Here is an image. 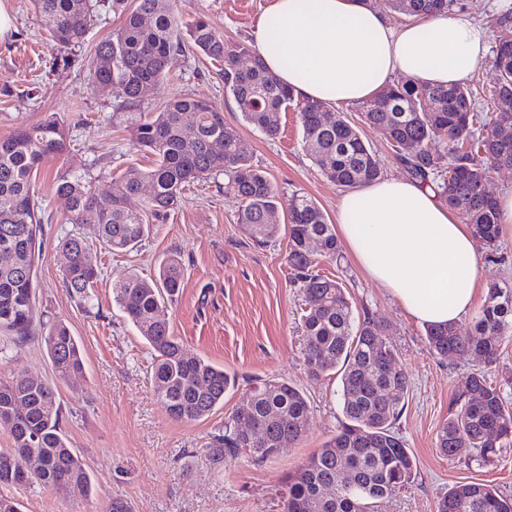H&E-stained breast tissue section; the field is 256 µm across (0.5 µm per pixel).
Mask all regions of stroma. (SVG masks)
Returning <instances> with one entry per match:
<instances>
[{
	"instance_id": "stroma-1",
	"label": "stroma",
	"mask_w": 512,
	"mask_h": 512,
	"mask_svg": "<svg viewBox=\"0 0 512 512\" xmlns=\"http://www.w3.org/2000/svg\"><path fill=\"white\" fill-rule=\"evenodd\" d=\"M94 22L85 41L62 49L48 32L33 0H0L11 20L0 41V139L47 113L60 115L69 147L47 157L38 169L36 194L42 207V238L36 257V303L45 319L67 324L83 354V372L58 383L64 406L63 429L88 464L94 491L74 502L44 489L5 487L22 512H106L111 498L126 500L133 512H281L277 492L286 473L298 468L336 431L342 418L340 378L315 380L304 368L300 289L289 282L287 235L254 245L236 222L237 204L224 193L217 175L186 189L181 205L153 222L137 250L98 252L101 279L94 307L84 311L62 281L67 257L59 246L66 233L67 204L54 181L61 169L79 173L111 171L112 193L123 191L118 174L129 165L148 168L149 154L132 150L120 120L124 95L94 87L86 67L96 44L121 27L123 16L112 0H93ZM270 0H170L174 12L190 21L204 16L229 44H253V29ZM185 95L208 102L237 125L253 163L266 171L280 194L302 192L317 201L328 221L336 219L340 187L323 177L309 158L296 112L283 113L280 132L269 138L243 123L234 100L224 91L220 66L194 49L180 56L169 76L146 97L142 111L157 112ZM180 255L184 290L166 316L184 348L224 368L236 384L224 405L195 422L171 419L157 401L150 368L152 352L112 297L113 283L132 273L149 279L170 255ZM322 275L342 283L355 314L371 312L385 320L398 359L410 378V391L396 423L414 454L413 483L385 500L380 512H435L438 499L460 482H479L512 495V444L492 463L477 464L471 449L452 459L440 455L436 433L448 418L458 383L476 369L475 361L440 360L425 331L388 291L373 281L347 248L323 260ZM512 283V230L502 231L495 260L479 259L475 304L483 306L492 285ZM18 369L46 380L55 375L44 347L32 340L15 343L0 332V377ZM281 378L301 389L311 422L302 441L266 461L246 454L214 466L205 450L224 424L246 404L252 382Z\"/></svg>"
}]
</instances>
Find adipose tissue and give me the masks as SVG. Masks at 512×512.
I'll return each mask as SVG.
<instances>
[{
  "instance_id": "obj_1",
  "label": "adipose tissue",
  "mask_w": 512,
  "mask_h": 512,
  "mask_svg": "<svg viewBox=\"0 0 512 512\" xmlns=\"http://www.w3.org/2000/svg\"><path fill=\"white\" fill-rule=\"evenodd\" d=\"M254 39L266 68L300 99L327 106L376 96L404 75L458 85L488 55L486 27L465 14L402 25L368 0H272ZM348 251L419 324L455 323L473 307L477 241L437 193L382 177L336 204Z\"/></svg>"
}]
</instances>
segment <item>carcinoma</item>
<instances>
[{
    "instance_id": "cac0c4a2",
    "label": "carcinoma",
    "mask_w": 512,
    "mask_h": 512,
    "mask_svg": "<svg viewBox=\"0 0 512 512\" xmlns=\"http://www.w3.org/2000/svg\"><path fill=\"white\" fill-rule=\"evenodd\" d=\"M394 11L412 16H442L457 0H389ZM51 37L63 49L83 42L91 26V0H34ZM224 66V89L245 123L274 138L280 114L298 113L304 147L329 181L344 188L370 184L382 177L378 156L345 113L305 101L267 70L257 51L230 45L206 17L189 23L162 0H138L124 11L122 27L100 43L88 60L89 75L103 94L121 86L123 113L131 146L154 157L153 166L120 172L124 192L107 189L112 172L96 176L63 171L55 193L69 202L66 223L91 224L94 238L66 235L59 246L69 256L63 283L80 304H91L101 277L94 255L99 249L131 251L150 231L146 217L162 219L181 204L186 187L213 175H224V194L236 200V223L256 244L278 236L275 213L283 212L288 228V266L302 289L305 308L301 329L304 361L314 379L337 371L341 381L343 420L329 440L296 471L278 492L282 512H374L377 503L414 481L417 464L394 430L409 391L407 371L398 365L386 324L366 312L355 317L342 285L324 277L318 266L338 253V241L317 202L293 193L284 200L266 172L254 165L236 126L199 99L177 97L160 112H140L147 92L163 80L187 47ZM491 63L497 73L485 119L492 129L475 139L478 115L471 92L462 85L434 86L407 79L356 104L362 123L380 131L411 176L437 188L448 208L466 217L479 243L489 249L499 237L497 195L491 174L512 168V137L499 136L512 126V39L499 40ZM247 65H240L241 59ZM441 142L446 152L432 149ZM68 132L57 113L20 126L0 140V330L18 342L40 336L56 377L66 380L83 370L76 338L60 321L48 322L35 301V256L42 233L41 205L35 175L48 156L68 148ZM142 198L143 209L127 206ZM184 288L183 265L172 255L151 280L137 274L112 285L114 301L153 354L154 391L168 415L192 422L224 404L234 380L202 357L189 354L172 335L164 310L175 305ZM474 333L454 324L425 328L430 349L438 356H473L485 367L497 364L503 343L512 339V284H495L473 320ZM64 409L57 385L17 370L0 379V429L11 447L0 451V486L39 487L72 499L93 492L92 475L63 431ZM310 406L304 394L279 378L254 386L250 405L232 416L224 434L206 455L220 466L245 450L264 460L306 434ZM38 438L39 469L25 472L21 459L30 440ZM512 437V408L501 389L481 369L469 373L458 388L455 409L437 432V448L448 458L464 440L478 460L489 463ZM436 512H512V496L477 482L458 483L437 501Z\"/></svg>"
}]
</instances>
